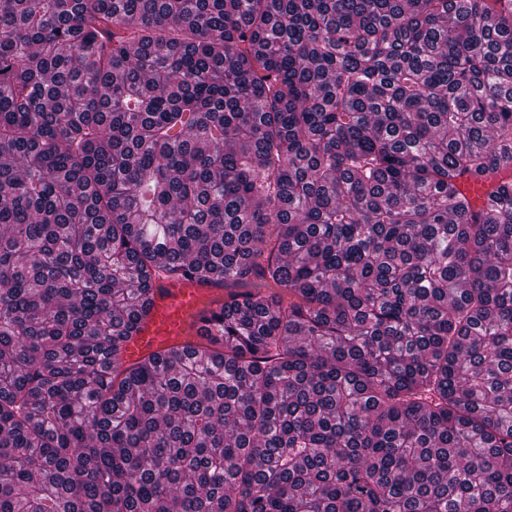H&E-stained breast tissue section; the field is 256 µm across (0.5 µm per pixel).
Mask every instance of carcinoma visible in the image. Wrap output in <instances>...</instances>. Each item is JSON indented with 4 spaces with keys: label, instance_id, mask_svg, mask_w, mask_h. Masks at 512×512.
I'll return each mask as SVG.
<instances>
[{
    "label": "carcinoma",
    "instance_id": "cac0c4a2",
    "mask_svg": "<svg viewBox=\"0 0 512 512\" xmlns=\"http://www.w3.org/2000/svg\"><path fill=\"white\" fill-rule=\"evenodd\" d=\"M0 512H512V0H0ZM225 292L213 283L191 278L156 280L140 316L139 331L126 343L124 363L132 365L172 349L189 350L207 343L211 318L224 304Z\"/></svg>",
    "mask_w": 512,
    "mask_h": 512
}]
</instances>
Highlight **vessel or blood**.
Returning a JSON list of instances; mask_svg holds the SVG:
<instances>
[{"instance_id":"1","label":"vessel or blood","mask_w":512,"mask_h":512,"mask_svg":"<svg viewBox=\"0 0 512 512\" xmlns=\"http://www.w3.org/2000/svg\"><path fill=\"white\" fill-rule=\"evenodd\" d=\"M224 297L223 289L201 278L156 280L140 316L139 330L125 345V364L206 343L211 318L220 311Z\"/></svg>"}]
</instances>
